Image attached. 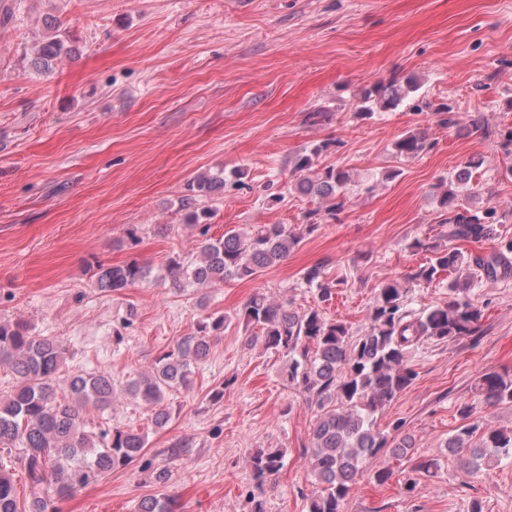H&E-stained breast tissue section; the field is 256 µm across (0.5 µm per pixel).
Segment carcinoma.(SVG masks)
Wrapping results in <instances>:
<instances>
[{
    "label": "carcinoma",
    "mask_w": 512,
    "mask_h": 512,
    "mask_svg": "<svg viewBox=\"0 0 512 512\" xmlns=\"http://www.w3.org/2000/svg\"><path fill=\"white\" fill-rule=\"evenodd\" d=\"M46 37L31 61L46 72L77 48L60 22H47ZM413 77L403 82L376 83L361 90L354 116L364 119L374 111L396 108L417 92ZM436 123L453 128L456 112L449 104L425 103ZM324 141L297 155L293 161L294 189L319 199L322 206L305 214L301 231L286 224H263L246 232L230 229L219 237L210 235L208 211L197 207V198L224 186V171L202 172L191 179L181 199L186 226L198 235V252L193 264L184 266L172 257L168 273L172 286L193 291L197 305L207 306L206 290L231 280L254 279L265 269L286 258L303 235L320 226L324 216L332 217L345 206L344 189L351 181L348 171L335 167H315L328 150ZM432 142L424 131H409L393 144L399 158H416L430 149ZM481 161L471 159L457 174L440 183L439 208L446 212L443 223L448 237L455 241L479 243L494 241L493 252L466 254L438 241L415 240L411 248L431 254L429 260L413 269L405 281L430 284L446 272L473 271L465 281L448 283V301L419 313L408 309L406 288L398 280L385 281L377 289L368 313V324L360 335H353L345 322L325 317L319 307L298 311L292 303L253 294L244 306V320L258 328L249 342L263 343L265 350L286 359L288 386L309 395L317 408L316 422L306 452L307 467L315 479V491L307 499V512H344L357 477L373 470L372 478L383 485L392 476L387 466H378L381 455L400 459L413 448L403 437L392 440L376 426V414L388 406L415 379L411 353L428 341L449 342L471 335L479 328L482 310L470 296L474 280H494L512 271V237L497 234L496 211L483 215L466 208L462 194L479 191L473 182ZM150 275L149 267L136 260L121 264L97 265L96 287L118 292ZM306 282L316 286L319 300L331 299L336 284L326 280L320 266L305 272ZM228 317L208 314L196 330L180 337L168 350L127 385V392L151 412L157 428L171 420L169 395L192 383L194 369L211 352L214 338L224 332ZM67 350L51 336L31 332L27 322L0 321V369L10 372L13 384L0 392V446L19 447L17 460L27 478L25 496L18 495L14 473L0 463V512H56L54 502L72 497L108 472L140 461L147 447L148 434L134 428H85L89 409L105 411L112 406L114 385L105 372L66 371ZM476 391L490 406L512 405V376L489 371L476 383ZM473 407L459 406L465 424L455 429L445 448L457 458L468 477H477L501 462L512 450V427H484L469 422ZM283 451L258 450L248 465L258 481L276 475L282 467ZM439 469L436 458L412 461L410 472L433 474ZM138 512H176V500L165 494L150 495L138 504Z\"/></svg>",
    "instance_id": "carcinoma-1"
}]
</instances>
